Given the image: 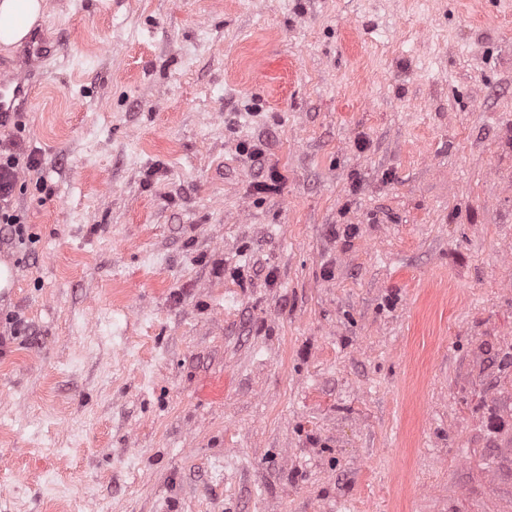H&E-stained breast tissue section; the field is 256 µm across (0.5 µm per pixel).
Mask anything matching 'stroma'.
Here are the masks:
<instances>
[{
    "instance_id": "stroma-1",
    "label": "stroma",
    "mask_w": 512,
    "mask_h": 512,
    "mask_svg": "<svg viewBox=\"0 0 512 512\" xmlns=\"http://www.w3.org/2000/svg\"><path fill=\"white\" fill-rule=\"evenodd\" d=\"M24 74L0 512H512V0H46Z\"/></svg>"
}]
</instances>
